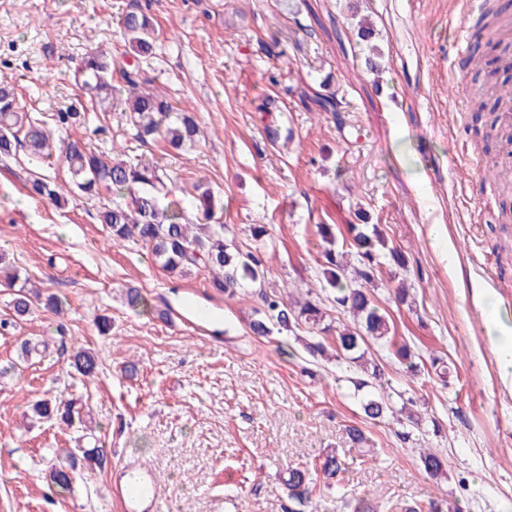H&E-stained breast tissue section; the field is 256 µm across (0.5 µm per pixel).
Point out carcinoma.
<instances>
[{"mask_svg": "<svg viewBox=\"0 0 512 512\" xmlns=\"http://www.w3.org/2000/svg\"><path fill=\"white\" fill-rule=\"evenodd\" d=\"M509 3L489 5L474 23L487 40L506 29L512 31V17L508 15ZM125 55L132 61L119 64L105 50L95 49L85 54L78 76L81 87L88 90L101 112L120 109L129 121L134 138L143 145L157 140L179 151L199 143L200 128L192 112L175 108L168 97L154 85V77L140 66V61L154 55L156 29L150 15L142 8L126 12L120 26ZM357 37L371 45L366 65L379 71L380 52L372 44L375 30L372 25H361ZM509 64L488 70L481 85V95L472 100L473 109L482 111L487 100L494 97L502 75ZM83 114L57 112L53 127L45 128L40 120L21 106L13 85L0 81V162L18 160L24 154L29 159L44 162L59 153L71 175V183L85 198L95 200L102 193L112 195V202L97 210V220L106 226L112 242L134 240L149 247L156 260L171 274L186 276L203 268L217 272L213 285L229 294L248 287H264L266 271L262 260L250 250L240 248L225 236L223 205L215 200L208 184L201 181L193 185L196 212L189 217L184 200L178 194L176 180L167 170L153 160L142 156L133 161L116 160L105 152L90 147L79 138L68 135L70 127ZM30 194L63 208L71 200L72 189L67 188L43 173L25 170ZM358 223L347 227L348 242L337 244L335 224H318L317 235L328 245L323 252L325 262L321 275V292L307 289L301 298L284 301L274 293H262L263 309L249 323L255 336L296 333L300 327L308 329L314 338L303 342L304 349L313 358H333L336 366L357 368L368 379L353 381L355 391L362 393L361 409L375 421L386 420L399 426L407 424L410 430L400 433L412 447L419 449L423 470L435 478L445 470L441 456L430 451L421 430L423 418L411 409L414 400L395 392L385 381L384 366L370 354L386 353L396 359L412 377L425 373L426 364L421 355L408 343L395 342L389 315L377 304L373 293L381 280L383 267L388 265L406 269L402 251L389 245L381 226L370 223V216L358 210ZM0 275L13 289L12 315L0 320V335L7 336L34 313L33 300L43 301L44 308L57 314L65 306L55 292L42 295L27 290L29 278H21L20 271L0 255ZM124 303L132 310L148 306L146 296L139 288L129 287ZM330 304L336 313L348 317L345 322L333 325L326 322ZM70 366L85 378L94 377L97 363L92 352L79 348L73 351ZM37 419L71 428L80 425L93 431L75 409L71 399L48 397L33 404ZM81 453L86 465L95 467L104 461V449L97 446L87 449H69L66 457ZM344 460L336 452H329L321 462L327 479L326 488L334 487L333 479L343 469ZM51 482L62 493L73 488V473L60 463L52 468ZM288 497L300 504L310 499L313 486L307 470L295 468L286 481Z\"/></svg>", "mask_w": 512, "mask_h": 512, "instance_id": "obj_1", "label": "carcinoma"}]
</instances>
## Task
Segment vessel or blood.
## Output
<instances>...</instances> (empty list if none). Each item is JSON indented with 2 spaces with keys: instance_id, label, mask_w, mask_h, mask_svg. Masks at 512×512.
<instances>
[{
  "instance_id": "b4317fda",
  "label": "vessel or blood",
  "mask_w": 512,
  "mask_h": 512,
  "mask_svg": "<svg viewBox=\"0 0 512 512\" xmlns=\"http://www.w3.org/2000/svg\"><path fill=\"white\" fill-rule=\"evenodd\" d=\"M472 36L465 25H458L451 46V65L461 70ZM111 492L126 512H163V493L153 471L141 460L129 458L114 468Z\"/></svg>"
}]
</instances>
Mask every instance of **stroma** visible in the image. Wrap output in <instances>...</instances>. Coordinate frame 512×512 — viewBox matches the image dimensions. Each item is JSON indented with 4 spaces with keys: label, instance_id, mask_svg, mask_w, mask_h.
Wrapping results in <instances>:
<instances>
[{
    "label": "stroma",
    "instance_id": "1",
    "mask_svg": "<svg viewBox=\"0 0 512 512\" xmlns=\"http://www.w3.org/2000/svg\"><path fill=\"white\" fill-rule=\"evenodd\" d=\"M139 5L158 30L146 68L205 134L186 153L160 144L151 152L180 186L201 180L223 198L229 234L262 260L267 292L320 279L317 225L346 227L359 209L406 254L414 306L391 305L387 271L376 295L397 340L453 360L457 373L419 384L398 364L386 372L415 399L447 474L430 477L396 426L366 418L335 362L309 357L291 335H252L257 289L230 296L211 288L208 272L168 274L148 248L112 243L97 202L76 196L60 210L28 197L14 162L0 165V253L66 307L60 317L36 309L0 336V365L24 339L49 343L0 379V512H119L110 478L129 457L155 470L168 512H354L361 497L385 512L433 500L455 512H503L512 505V397L485 314L496 308L512 319L502 296L512 288V224L498 220L512 210V194L491 190L487 157L512 153V126L498 112L454 102L502 48L484 49L451 79L455 0H0V79L37 118L84 113L72 137L137 158L143 148L132 128L119 113L97 111L74 70L105 40L122 58L120 20ZM363 18L377 32L378 75L357 36ZM306 93L334 94L337 111L303 102ZM269 98L276 106L267 112ZM476 125L496 127L490 153L474 142ZM253 224L268 226L265 241L251 239ZM130 286L146 294L147 311L124 305ZM201 310L204 324L177 318ZM102 316L112 322L106 335L97 329ZM76 345L96 356L93 379L70 368ZM129 363L138 368L132 379L121 373ZM59 394L78 400L106 452L93 470L76 461L75 489L62 495L50 490L54 452L74 447L76 433L31 412ZM351 424L366 430L370 447H350ZM330 448L346 461L333 493L320 468ZM294 467L316 485L309 505L289 504L284 482Z\"/></svg>",
    "mask_w": 512,
    "mask_h": 512
}]
</instances>
